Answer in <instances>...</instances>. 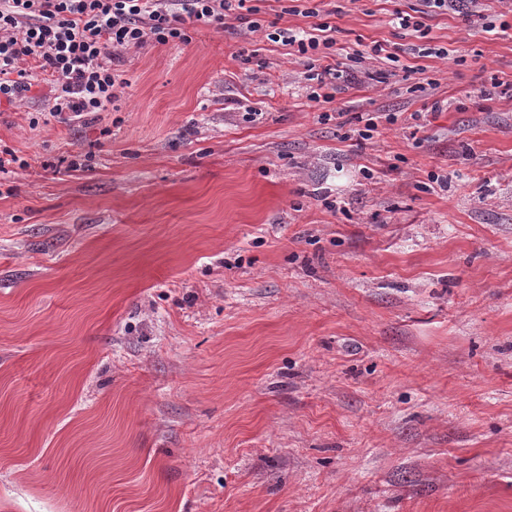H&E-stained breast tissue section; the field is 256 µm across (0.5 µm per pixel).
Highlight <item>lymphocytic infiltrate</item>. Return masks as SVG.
<instances>
[{
    "instance_id": "f902f5d3",
    "label": "lymphocytic infiltrate",
    "mask_w": 512,
    "mask_h": 512,
    "mask_svg": "<svg viewBox=\"0 0 512 512\" xmlns=\"http://www.w3.org/2000/svg\"><path fill=\"white\" fill-rule=\"evenodd\" d=\"M258 13L247 0H0V103L22 102L43 83L50 117L87 123L114 109L126 85L116 67L123 52L190 44L192 28H220L233 15L246 32L293 48L314 81L308 98L323 105L321 120L340 118L335 26L306 7L308 27L268 31Z\"/></svg>"
}]
</instances>
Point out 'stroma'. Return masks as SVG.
Wrapping results in <instances>:
<instances>
[{
  "label": "stroma",
  "mask_w": 512,
  "mask_h": 512,
  "mask_svg": "<svg viewBox=\"0 0 512 512\" xmlns=\"http://www.w3.org/2000/svg\"><path fill=\"white\" fill-rule=\"evenodd\" d=\"M416 5L323 0L332 121L234 20L0 107V512H512V37Z\"/></svg>",
  "instance_id": "stroma-1"
}]
</instances>
